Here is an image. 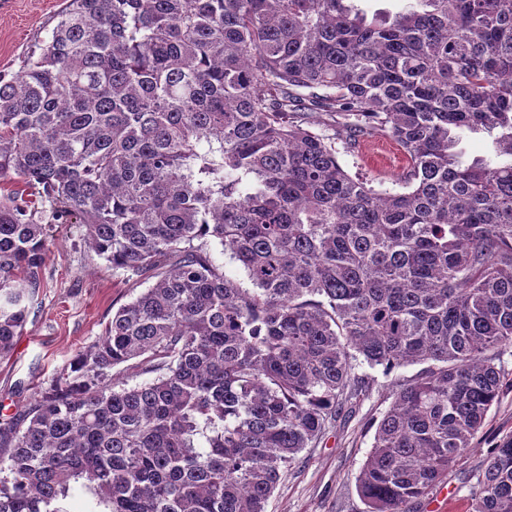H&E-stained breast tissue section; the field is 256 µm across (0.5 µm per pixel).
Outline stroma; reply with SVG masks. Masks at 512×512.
I'll use <instances>...</instances> for the list:
<instances>
[{"label": "stroma", "mask_w": 512, "mask_h": 512, "mask_svg": "<svg viewBox=\"0 0 512 512\" xmlns=\"http://www.w3.org/2000/svg\"><path fill=\"white\" fill-rule=\"evenodd\" d=\"M65 0H7L0 4V74L18 73L28 53L46 42ZM340 164L379 190H396L406 162L394 143L378 137L387 148V163L368 158V144L350 147L343 121L329 123ZM81 224H52L49 252L41 285L22 336L10 356L0 361V415L21 413L39 390L69 363L80 349L99 339L113 312L134 300L147 281L114 273L85 243ZM415 367L384 375L381 369L356 364L353 373L372 380L369 392L350 399L329 422L324 435L305 448L285 470L269 498L267 512H366L357 478L373 443L374 432L392 400L396 382ZM512 437V391L488 413L471 447L457 458L447 477L415 500L410 512H433L434 501L448 499L447 512H461L478 490L479 477L492 448Z\"/></svg>", "instance_id": "obj_1"}]
</instances>
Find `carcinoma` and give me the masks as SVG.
<instances>
[{
    "mask_svg": "<svg viewBox=\"0 0 512 512\" xmlns=\"http://www.w3.org/2000/svg\"><path fill=\"white\" fill-rule=\"evenodd\" d=\"M346 120L404 152L401 189L352 177ZM495 157H465L462 133ZM0 359L40 288L52 216L151 281L102 338L0 420V512H266L280 471L347 398L393 390L357 479L410 512L471 447L512 347V0H68L0 76ZM200 244H194V241ZM220 246L250 287L227 278ZM157 376L111 375L131 361ZM471 512H512V439ZM353 3L367 14L368 20H371L376 14L393 16L402 11L409 2L406 0H360ZM67 509L70 512H92L97 508L94 498L87 493L81 483H78L70 487L67 498Z\"/></svg>",
    "mask_w": 512,
    "mask_h": 512,
    "instance_id": "cac0c4a2",
    "label": "carcinoma"
}]
</instances>
